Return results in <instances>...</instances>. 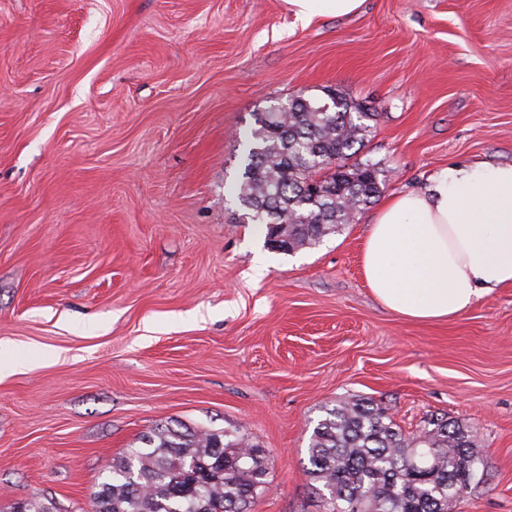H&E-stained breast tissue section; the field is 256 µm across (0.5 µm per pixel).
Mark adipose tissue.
<instances>
[{"label":"adipose tissue","mask_w":512,"mask_h":512,"mask_svg":"<svg viewBox=\"0 0 512 512\" xmlns=\"http://www.w3.org/2000/svg\"><path fill=\"white\" fill-rule=\"evenodd\" d=\"M297 20L353 14L362 0H283ZM363 276L388 309L417 322L454 318L512 284V164L449 165L391 196L363 242Z\"/></svg>","instance_id":"1"}]
</instances>
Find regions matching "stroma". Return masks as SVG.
<instances>
[{"instance_id": "1", "label": "stroma", "mask_w": 512, "mask_h": 512, "mask_svg": "<svg viewBox=\"0 0 512 512\" xmlns=\"http://www.w3.org/2000/svg\"><path fill=\"white\" fill-rule=\"evenodd\" d=\"M333 90L374 112L380 198L314 247L266 243L232 186L258 113ZM512 164V0H0V512H86L161 424L271 458L257 512H327L321 408L371 398L483 456L457 512H512V286L455 318L387 309L361 267L383 199ZM362 0H283L297 20L310 22L318 16L344 17L353 14Z\"/></svg>"}]
</instances>
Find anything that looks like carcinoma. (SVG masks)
Listing matches in <instances>:
<instances>
[{
  "label": "carcinoma",
  "mask_w": 512,
  "mask_h": 512,
  "mask_svg": "<svg viewBox=\"0 0 512 512\" xmlns=\"http://www.w3.org/2000/svg\"><path fill=\"white\" fill-rule=\"evenodd\" d=\"M373 112H357L339 94H302L288 108L261 113L251 129L238 201L266 225L272 249L295 252L356 221L381 192L372 163L330 159L357 152ZM324 187L309 186L313 174ZM404 434L368 399L325 409L308 448L314 481L328 492L329 512H455L483 461L471 435L443 418ZM144 448L112 459L108 481L87 512H256L270 466L266 449L240 431L158 425Z\"/></svg>",
  "instance_id": "carcinoma-1"
}]
</instances>
